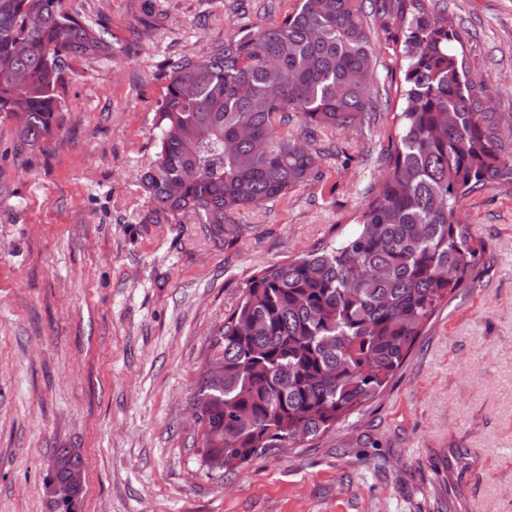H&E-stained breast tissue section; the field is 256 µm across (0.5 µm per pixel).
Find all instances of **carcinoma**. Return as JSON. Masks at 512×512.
Returning <instances> with one entry per match:
<instances>
[{
    "label": "carcinoma",
    "instance_id": "1",
    "mask_svg": "<svg viewBox=\"0 0 512 512\" xmlns=\"http://www.w3.org/2000/svg\"><path fill=\"white\" fill-rule=\"evenodd\" d=\"M63 0H0V117L18 150L53 139L59 87L71 63L111 55L95 24ZM365 0H297L275 23L231 38L211 55L169 62L155 115V153L142 175L152 224L191 214L216 242L235 216L321 178V151L288 134L362 123L375 70ZM403 32L404 84L389 174L356 228L256 273L210 340L192 397L201 448L244 464L270 448L327 433L371 400L405 363L445 298L472 284L482 251L457 219L463 201L512 180L500 122L486 110L451 44L448 18L425 0H375ZM64 479L83 463L55 449Z\"/></svg>",
    "mask_w": 512,
    "mask_h": 512
}]
</instances>
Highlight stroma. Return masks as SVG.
<instances>
[{
  "label": "stroma",
  "mask_w": 512,
  "mask_h": 512,
  "mask_svg": "<svg viewBox=\"0 0 512 512\" xmlns=\"http://www.w3.org/2000/svg\"><path fill=\"white\" fill-rule=\"evenodd\" d=\"M296 0H63L111 55L74 63L55 140L19 153L0 119V512H55L44 478L77 449L82 512H512V181L464 201L484 247L406 363L326 434L223 476L192 446L189 403L214 329L264 267L354 229L387 171L401 35L371 19L372 109L351 129L290 131L332 148L322 177L214 242L193 218L149 224L166 64L210 55ZM463 35L469 78L512 147V0H432Z\"/></svg>",
  "instance_id": "35a3bbf8"
}]
</instances>
